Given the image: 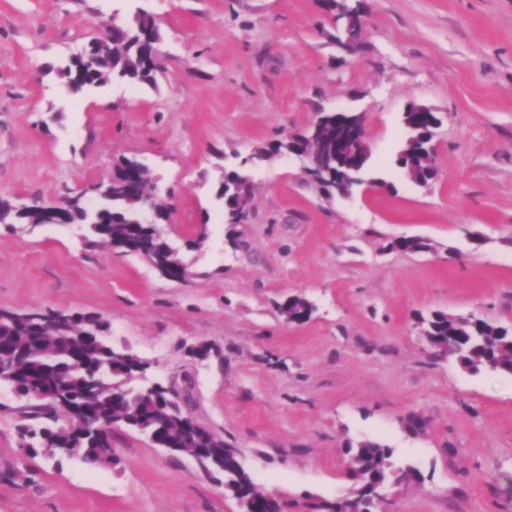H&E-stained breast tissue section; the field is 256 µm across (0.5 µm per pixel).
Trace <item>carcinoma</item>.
<instances>
[{"label": "carcinoma", "mask_w": 512, "mask_h": 512, "mask_svg": "<svg viewBox=\"0 0 512 512\" xmlns=\"http://www.w3.org/2000/svg\"><path fill=\"white\" fill-rule=\"evenodd\" d=\"M160 41L155 18L138 12L130 22H115L109 33V43L96 45L83 57L68 59L61 75L76 92L99 88L110 82L153 84L162 70L153 57ZM336 115L306 128L299 138L285 137L271 147L255 154L262 160L290 148L301 151H319L336 155ZM403 124L408 137L395 158V164L407 178L424 185L434 176L435 161L426 157L420 138L429 131V118L413 112L403 113ZM369 156L342 154L331 163V176L319 182L325 193L338 190L347 193L357 184V178L366 171ZM115 171L139 168L133 174V189H112V195L103 202V222L86 213L82 197L67 195L64 213L71 224H86L90 231L87 246L108 245L125 253L137 254L131 247L139 239H149L156 251L163 252L164 243L156 237L155 229L142 223V212L152 198L148 192L150 173L139 167V161L122 156L113 163ZM223 201L225 221L236 215L246 218L251 211H243L241 202L252 203L253 192L246 174L232 169L218 183ZM49 221L41 210L28 207L19 210L10 201L0 199V224H23L30 228ZM390 247L408 252H426L431 245L419 238H404ZM96 326L94 338L87 337L81 320L67 322L62 330L48 327L50 314L35 312L28 318L19 313L0 309V384H6L23 397L35 393L49 394L56 402L55 411L46 415L40 405L32 404L25 412L24 422L17 428L19 446L29 457L78 458L92 467L112 464V439H104L94 431L84 415L90 412L96 419L109 425H123L134 431L146 427L158 434L162 445L171 454L193 452L201 467L215 475H224V489L238 499L242 507L250 500H264L256 490L253 479L239 470L237 451L223 439L207 430L200 431L203 439L194 438L187 428V412L176 405H168L151 392H137L128 382L143 371L145 364L128 354L118 360L108 340L109 324L102 317L86 313ZM428 343L441 355L456 357L471 371L487 369L512 375V336L500 333L498 327L479 320L466 326V319L454 318L444 312H433L424 320ZM81 351L85 366L71 367V356ZM350 468L362 474L364 480L355 482L351 496L345 502L320 501L309 505L313 512H377L372 496L374 484L384 478L394 483H407L414 470L407 468L392 473V450L388 446L365 440L357 446H347Z\"/></svg>", "instance_id": "carcinoma-1"}]
</instances>
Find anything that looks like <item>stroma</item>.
<instances>
[{"label": "stroma", "mask_w": 512, "mask_h": 512, "mask_svg": "<svg viewBox=\"0 0 512 512\" xmlns=\"http://www.w3.org/2000/svg\"><path fill=\"white\" fill-rule=\"evenodd\" d=\"M365 5L348 56L321 0H0V198L80 194L136 157L190 272L86 247L83 224H0V308L106 319L284 512L347 496L345 449L366 439L418 473L388 488L390 512H512V375L436 355L421 325L441 311L512 327V0ZM141 9L160 29L155 84L72 93L59 68ZM412 102L443 117L425 187L394 163ZM322 108L363 113L376 187L328 197L278 155L246 170L248 223L225 224V169ZM401 237L432 249H391ZM293 297L307 320L280 313ZM27 405L0 386V512H241L196 459L121 426L112 465L28 457Z\"/></svg>", "instance_id": "35a3bbf8"}]
</instances>
